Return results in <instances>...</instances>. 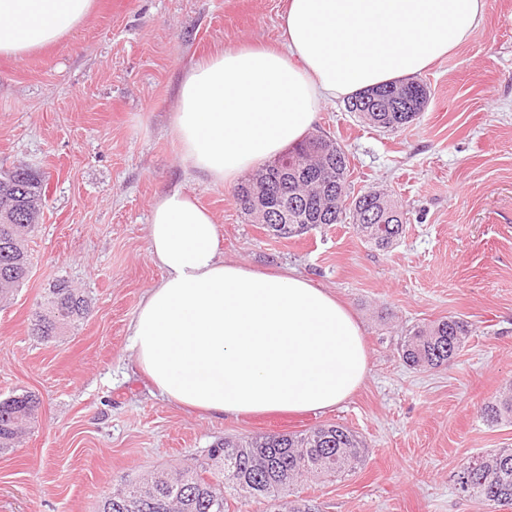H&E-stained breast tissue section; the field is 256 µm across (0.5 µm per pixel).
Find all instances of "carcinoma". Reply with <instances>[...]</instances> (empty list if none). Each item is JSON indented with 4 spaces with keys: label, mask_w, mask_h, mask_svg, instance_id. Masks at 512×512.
Masks as SVG:
<instances>
[{
    "label": "carcinoma",
    "mask_w": 512,
    "mask_h": 512,
    "mask_svg": "<svg viewBox=\"0 0 512 512\" xmlns=\"http://www.w3.org/2000/svg\"><path fill=\"white\" fill-rule=\"evenodd\" d=\"M430 97L426 83L395 81L367 89L347 100L346 110L374 123H391L395 131L424 111ZM410 103L408 112H377L376 102ZM271 163L256 170L254 184L241 183L235 199L244 219L266 225L267 232L291 239L310 229L346 221L368 242L387 249L406 232L407 221L390 195L370 188L353 201L349 192L346 150L324 135H311ZM277 195L279 212L262 219L258 198ZM42 174L18 165L0 171V200L10 204L0 211V301L7 300L27 279L30 258L28 237L34 232L43 207ZM84 297L60 281L49 289L35 309L31 335L50 340L89 315ZM471 333L468 322L448 316L406 330L400 339L403 362L432 371L449 367ZM40 401L25 392L0 400V454L15 450ZM490 424L512 423V387L508 386L480 407ZM360 437L343 424H325L297 433H268L224 439L207 451L200 469L181 467L156 470L135 482L120 481L101 501L100 512H225L228 489L244 498L266 502L273 512H312L305 500L285 499L300 481L310 477L346 476L363 462ZM457 483L462 492L489 506L512 505V448L473 458L460 467Z\"/></svg>",
    "instance_id": "carcinoma-1"
}]
</instances>
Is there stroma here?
Instances as JSON below:
<instances>
[{
	"instance_id": "stroma-1",
	"label": "stroma",
	"mask_w": 512,
	"mask_h": 512,
	"mask_svg": "<svg viewBox=\"0 0 512 512\" xmlns=\"http://www.w3.org/2000/svg\"><path fill=\"white\" fill-rule=\"evenodd\" d=\"M285 0H96L67 37L0 57V168L46 177L43 220L26 281L0 302V399L29 391L40 408L20 448L0 455V512H99L117 481L203 461L224 437L342 423L365 444L348 476L293 490L316 512H512L461 493L468 458L512 445L483 402L512 383V0H488L468 42L422 78L419 120L373 128L334 100L313 127L349 155L352 192L387 190L404 207L388 249L354 225L277 239L244 220L234 191L210 183L178 151L170 127L181 79L199 56L282 40ZM177 187L214 216L226 259L288 267L343 301L370 356L363 386L326 412L200 414L166 401L139 372L130 326L162 270L148 224L154 198ZM91 313L41 341L30 315L57 281ZM456 315L472 332L439 372L407 367L406 329Z\"/></svg>"
}]
</instances>
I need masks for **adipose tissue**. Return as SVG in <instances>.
I'll return each instance as SVG.
<instances>
[{"label": "adipose tissue", "mask_w": 512, "mask_h": 512, "mask_svg": "<svg viewBox=\"0 0 512 512\" xmlns=\"http://www.w3.org/2000/svg\"><path fill=\"white\" fill-rule=\"evenodd\" d=\"M95 0H0V56L20 58L80 26ZM487 0H286L282 47L246 46L185 72L171 121L182 158L212 183L298 143L318 106L412 78L466 43ZM161 281L131 324L130 348L159 395L209 416L334 409L365 382L359 321L288 270L225 259L195 198L156 196L148 228Z\"/></svg>", "instance_id": "ef3b65f1"}]
</instances>
